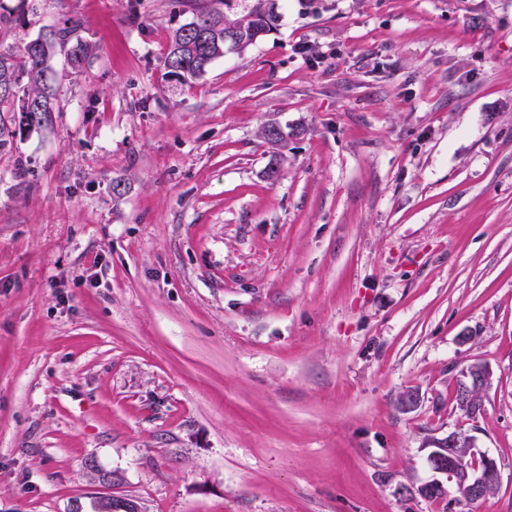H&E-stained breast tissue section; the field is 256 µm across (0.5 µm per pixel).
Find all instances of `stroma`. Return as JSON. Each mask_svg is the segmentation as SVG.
I'll return each mask as SVG.
<instances>
[{"label":"stroma","mask_w":512,"mask_h":512,"mask_svg":"<svg viewBox=\"0 0 512 512\" xmlns=\"http://www.w3.org/2000/svg\"><path fill=\"white\" fill-rule=\"evenodd\" d=\"M277 4L188 83L168 0H36L0 37L96 47L0 149V512H512V0ZM454 431L486 503L418 493ZM491 381V371L482 363H472L462 369L458 380V401L466 408L470 415H476L483 406L481 393L486 390ZM476 389L477 394L472 390ZM94 512H139V506L128 498L98 496L93 501Z\"/></svg>","instance_id":"obj_1"}]
</instances>
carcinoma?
<instances>
[{"label": "carcinoma", "instance_id": "1", "mask_svg": "<svg viewBox=\"0 0 512 512\" xmlns=\"http://www.w3.org/2000/svg\"><path fill=\"white\" fill-rule=\"evenodd\" d=\"M268 0H169L171 10L191 19L172 29L164 59L168 72L183 82L205 74L228 51L241 53L277 31L282 19ZM81 23L71 20L51 27L26 42L20 51L0 52V148L13 135L7 122L13 113L27 126H40L55 111L57 87L51 59L55 49L67 51L69 63L78 68L93 46L79 35ZM237 41L224 46V33Z\"/></svg>", "mask_w": 512, "mask_h": 512}]
</instances>
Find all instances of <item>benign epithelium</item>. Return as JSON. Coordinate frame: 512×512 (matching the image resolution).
Listing matches in <instances>:
<instances>
[{"instance_id":"1","label":"benign epithelium","mask_w":512,"mask_h":512,"mask_svg":"<svg viewBox=\"0 0 512 512\" xmlns=\"http://www.w3.org/2000/svg\"><path fill=\"white\" fill-rule=\"evenodd\" d=\"M491 381V371L482 363H472L462 369L458 380V401L470 414L483 406L481 392ZM427 459L436 478L423 484L419 494L426 499L445 498L450 490L457 491L469 504L485 501L497 489L499 472L495 460L485 453L477 454L475 439L453 432L430 440ZM94 512H139V506L127 498L98 496L93 501Z\"/></svg>"}]
</instances>
